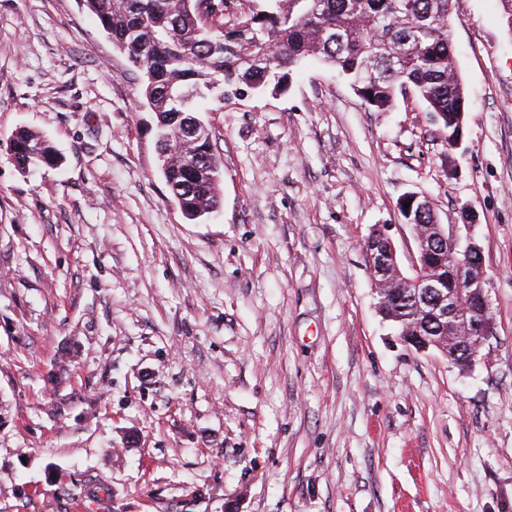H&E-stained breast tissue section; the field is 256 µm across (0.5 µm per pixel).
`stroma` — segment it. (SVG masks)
<instances>
[{
	"mask_svg": "<svg viewBox=\"0 0 512 512\" xmlns=\"http://www.w3.org/2000/svg\"><path fill=\"white\" fill-rule=\"evenodd\" d=\"M472 109L368 108L315 59L206 113L194 222L154 119L79 0H0V512H512V30L451 0ZM59 163L24 171L13 133ZM475 220L495 334L462 374L384 321L374 226Z\"/></svg>",
	"mask_w": 512,
	"mask_h": 512,
	"instance_id": "35a3bbf8",
	"label": "stroma"
}]
</instances>
